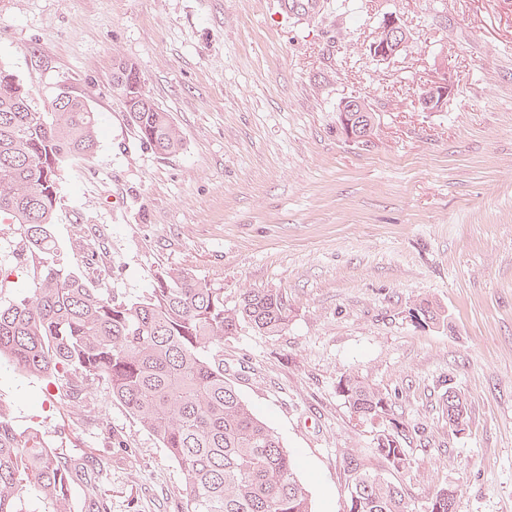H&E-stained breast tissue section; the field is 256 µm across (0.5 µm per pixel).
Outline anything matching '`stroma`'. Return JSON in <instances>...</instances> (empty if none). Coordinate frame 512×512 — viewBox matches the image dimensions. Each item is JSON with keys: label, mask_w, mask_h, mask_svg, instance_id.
I'll list each match as a JSON object with an SVG mask.
<instances>
[{"label": "stroma", "mask_w": 512, "mask_h": 512, "mask_svg": "<svg viewBox=\"0 0 512 512\" xmlns=\"http://www.w3.org/2000/svg\"><path fill=\"white\" fill-rule=\"evenodd\" d=\"M278 0H0V61L36 108L60 90L101 118L98 148L67 163L53 232L75 270L118 297L187 266L231 307L248 288L286 296L277 336L224 340V375L295 459L312 512H349L355 472L379 470L426 512H512V0H322L312 17ZM410 34L387 62L368 48L386 15ZM133 64L181 128L160 155L112 84ZM447 61L455 91L422 111L421 83ZM365 97L370 142L349 141L339 105ZM438 305L439 324L414 318ZM386 395L389 419L356 418L342 375ZM66 378L0 361L16 431L111 458L112 512H180L178 464L99 387L81 418ZM465 404L448 422V392ZM405 430L406 468L376 450Z\"/></svg>", "instance_id": "obj_1"}]
</instances>
